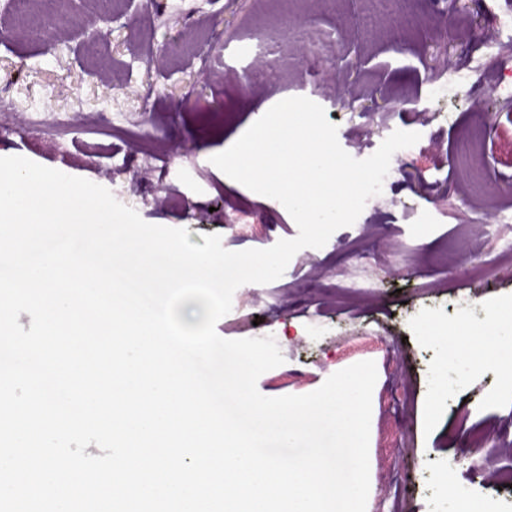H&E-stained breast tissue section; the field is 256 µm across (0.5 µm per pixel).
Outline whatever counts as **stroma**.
<instances>
[{
  "mask_svg": "<svg viewBox=\"0 0 512 512\" xmlns=\"http://www.w3.org/2000/svg\"><path fill=\"white\" fill-rule=\"evenodd\" d=\"M482 2L477 16L461 18L449 34L451 0H400L396 49L386 36L390 11L377 0H159L149 32L121 18L81 63L67 37L49 40V23L78 17L94 35L103 22L89 0H57L37 31L9 29L0 44V107L8 114L0 154L99 184L147 223L188 229L196 245L212 233L231 251L297 236L281 203L211 162L277 102L304 96L321 105L340 145L357 159L371 156L394 131L420 133L410 152L393 158L400 172L383 204L363 210L326 246L298 251L278 280L239 287L231 312L216 324L226 339L275 338L285 362L257 382L268 397L307 394L341 369L375 362L366 512H453L440 465L456 453L451 433L465 410L482 474L512 496V469L496 461L488 439L493 428L512 429V406L500 401L495 369L446 358L417 321L427 311L434 324L463 316L479 323L488 309L512 300V263L490 267L489 290L464 276L473 237L483 236L492 255L512 241V223L495 218L496 206L512 207V187H494L496 172L512 171V112L489 82L495 72L512 71V42L499 37L496 22L512 0ZM256 31L270 37L274 66L247 50ZM331 46L360 52L350 77L331 67ZM453 65L480 66L488 79L431 97L433 81ZM189 84L196 90L188 108L181 120H170L169 102ZM384 97L401 108L363 116L348 107ZM33 112L66 113L77 123L35 128L27 122ZM118 112L150 113L151 134L172 152L128 163L121 139L107 130ZM465 130L481 135L499 159L497 169H483L478 195L462 176L457 141ZM437 179L446 190L435 197L426 185ZM164 184L178 190L158 207L152 198ZM243 209L252 223L244 233ZM365 250L388 257L373 267L375 293H341L316 276L320 267L355 270L354 255Z\"/></svg>",
  "mask_w": 512,
  "mask_h": 512,
  "instance_id": "obj_1",
  "label": "stroma"
}]
</instances>
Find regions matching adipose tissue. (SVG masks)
<instances>
[{
  "label": "adipose tissue",
  "instance_id": "obj_1",
  "mask_svg": "<svg viewBox=\"0 0 512 512\" xmlns=\"http://www.w3.org/2000/svg\"><path fill=\"white\" fill-rule=\"evenodd\" d=\"M512 327V309L491 310L483 328L476 329L466 319L437 328L426 329V336L439 339L452 353L466 356L478 364L492 365L512 371V344L506 343L501 333Z\"/></svg>",
  "mask_w": 512,
  "mask_h": 512
}]
</instances>
